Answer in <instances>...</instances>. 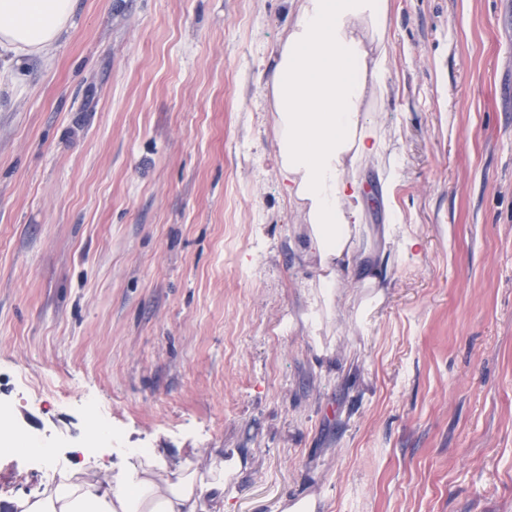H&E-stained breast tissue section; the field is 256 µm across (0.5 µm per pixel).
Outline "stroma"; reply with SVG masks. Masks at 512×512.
I'll list each match as a JSON object with an SVG mask.
<instances>
[{
  "label": "stroma",
  "mask_w": 512,
  "mask_h": 512,
  "mask_svg": "<svg viewBox=\"0 0 512 512\" xmlns=\"http://www.w3.org/2000/svg\"><path fill=\"white\" fill-rule=\"evenodd\" d=\"M391 5L381 280L328 308L261 80L287 0H79L0 85V402L51 448L0 497L146 446L236 465L228 512H512V0ZM90 405L121 447L79 451Z\"/></svg>",
  "instance_id": "35a3bbf8"
}]
</instances>
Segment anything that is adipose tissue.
Returning a JSON list of instances; mask_svg holds the SVG:
<instances>
[{
    "label": "adipose tissue",
    "mask_w": 512,
    "mask_h": 512,
    "mask_svg": "<svg viewBox=\"0 0 512 512\" xmlns=\"http://www.w3.org/2000/svg\"><path fill=\"white\" fill-rule=\"evenodd\" d=\"M78 0H0V79L47 54L73 24ZM293 21L264 83L272 95L277 164L289 197L301 203L308 246L318 255L325 303L341 279L378 283L360 265L352 237L363 219L355 172L386 159L383 191L401 177L397 157L369 117L387 95L390 0H289ZM223 469L171 470L160 451L139 457L132 476L102 480L83 469L32 495L1 501L9 512H224Z\"/></svg>",
    "instance_id": "adipose-tissue-1"
}]
</instances>
